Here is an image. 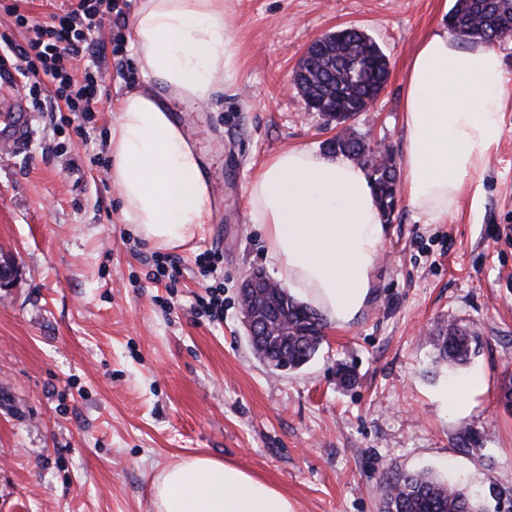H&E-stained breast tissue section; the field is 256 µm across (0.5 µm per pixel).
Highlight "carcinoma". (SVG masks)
Segmentation results:
<instances>
[{
	"label": "carcinoma",
	"mask_w": 512,
	"mask_h": 512,
	"mask_svg": "<svg viewBox=\"0 0 512 512\" xmlns=\"http://www.w3.org/2000/svg\"><path fill=\"white\" fill-rule=\"evenodd\" d=\"M448 29L465 42L496 44L512 38V0H455L446 16ZM389 77V61L363 30L346 27L326 50H312L302 76L307 103L327 115L338 128L325 151L344 156L369 174L384 222L393 216L399 175L392 154L373 149L349 125L379 97ZM288 336H268L265 350L288 357V369L298 370L316 354L322 340V318L308 304L280 290L269 294ZM438 358L450 366L467 362L475 352L473 332L450 322L432 333ZM382 512H483L480 496L466 484L429 472L404 475L388 483Z\"/></svg>",
	"instance_id": "carcinoma-1"
}]
</instances>
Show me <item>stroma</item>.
<instances>
[{
    "instance_id": "1",
    "label": "stroma",
    "mask_w": 512,
    "mask_h": 512,
    "mask_svg": "<svg viewBox=\"0 0 512 512\" xmlns=\"http://www.w3.org/2000/svg\"><path fill=\"white\" fill-rule=\"evenodd\" d=\"M137 0H114L99 40L95 112L79 127L26 112L27 132L0 151V512H154L152 485L181 458L208 456L267 481L295 512H381L382 488L430 471L479 492L484 512H512V40L497 44L506 72L503 134L484 195L463 194L440 224L399 197L375 296L344 327L325 324L314 358L269 368L253 350L238 304L252 269L274 274L245 190L270 156L323 151L335 130L308 111L290 81L306 47L363 29L390 63L389 82L353 127L402 162L403 87L418 42L442 29L453 0H236L241 71L204 107L169 105L212 182L214 217L177 250L174 287L153 281L155 251L122 223L105 143L112 98L143 77L130 43ZM61 0H0V35L24 42ZM216 255L202 276L200 254ZM224 289V320L197 311ZM455 321L477 347L462 366L436 362L424 337ZM355 379L339 384L337 369ZM487 383L459 417L436 401L451 379Z\"/></svg>"
}]
</instances>
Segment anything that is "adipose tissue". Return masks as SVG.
Wrapping results in <instances>:
<instances>
[{"label":"adipose tissue","mask_w":512,"mask_h":512,"mask_svg":"<svg viewBox=\"0 0 512 512\" xmlns=\"http://www.w3.org/2000/svg\"><path fill=\"white\" fill-rule=\"evenodd\" d=\"M231 10L232 0H139L131 18V45L145 83L112 102L109 179L122 222L157 249L189 245L213 217L202 159L172 120L168 102L207 103L236 82ZM505 104L504 63L496 50L462 46L444 30L419 41L401 112L404 187L411 207L429 223L444 222L463 190L473 200L482 197ZM246 208L283 285L339 327L366 309L386 226L361 166L310 149L282 150L249 184ZM153 503L155 512H294L277 487L198 456L158 476Z\"/></svg>","instance_id":"adipose-tissue-1"}]
</instances>
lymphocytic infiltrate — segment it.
I'll return each mask as SVG.
<instances>
[{
    "label": "lymphocytic infiltrate",
    "instance_id": "1",
    "mask_svg": "<svg viewBox=\"0 0 512 512\" xmlns=\"http://www.w3.org/2000/svg\"><path fill=\"white\" fill-rule=\"evenodd\" d=\"M113 0H67L63 14L48 21L27 24L24 44L6 43L4 51L14 59L24 83L22 90L41 112L62 113L63 124L73 116L94 110L98 78L108 51L97 40L101 28L112 20Z\"/></svg>",
    "mask_w": 512,
    "mask_h": 512
}]
</instances>
